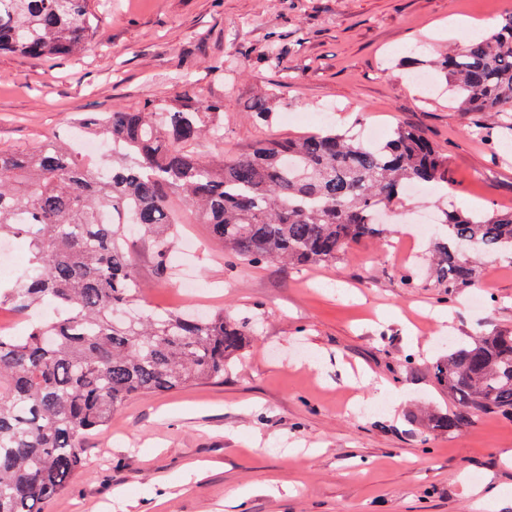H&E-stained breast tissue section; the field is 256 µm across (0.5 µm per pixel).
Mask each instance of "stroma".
<instances>
[{"instance_id":"35a3bbf8","label":"stroma","mask_w":512,"mask_h":512,"mask_svg":"<svg viewBox=\"0 0 512 512\" xmlns=\"http://www.w3.org/2000/svg\"><path fill=\"white\" fill-rule=\"evenodd\" d=\"M512 12V0H95L96 43L54 59L0 53V149L71 131L80 112L133 109L195 91L224 100V153L320 129L372 123L421 130L446 160L449 190L397 205L394 231L422 209H512V131L469 130L478 112L412 82L404 51L451 49ZM280 52V67L265 56ZM239 68L220 76L212 61ZM270 95L273 116L251 102ZM195 256L173 255L205 311L259 318L223 380L130 400L107 432L85 437L88 463L45 512H512V418L483 415L448 435L421 407H450L429 366L448 335L512 332V259L485 261L478 284L449 297L430 241L415 251L352 245L330 264L239 263L206 225L186 224ZM129 252L149 308L186 309L179 279L158 276L137 229ZM387 384L382 397L378 384ZM203 465L201 479L187 466Z\"/></svg>"}]
</instances>
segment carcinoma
Listing matches in <instances>:
<instances>
[{"mask_svg": "<svg viewBox=\"0 0 512 512\" xmlns=\"http://www.w3.org/2000/svg\"><path fill=\"white\" fill-rule=\"evenodd\" d=\"M92 0H0V50L69 56L90 46ZM425 66L444 77L456 112H492L512 127V12L477 39ZM121 141L104 165L52 136L26 151L0 150V237L28 264L0 301L17 312H59L0 335V512H43L86 463L84 437L103 431L135 396L224 378L254 336L249 321L143 309L126 248V225L148 237L162 274L178 224H205L249 265L333 263L353 244L387 237L375 214L408 184L445 179L446 162L419 130L398 128L370 145L325 127L268 139L232 159L205 142L224 140V99L186 84L177 103L149 100L76 118ZM432 244L436 281L448 296L472 287L483 260L512 255V210L444 212ZM453 408L428 427L453 434L488 414L512 416V333L482 336L431 366Z\"/></svg>", "mask_w": 512, "mask_h": 512, "instance_id": "obj_1", "label": "carcinoma"}]
</instances>
